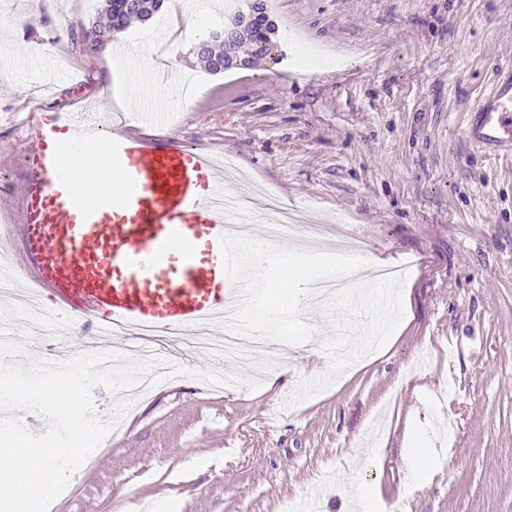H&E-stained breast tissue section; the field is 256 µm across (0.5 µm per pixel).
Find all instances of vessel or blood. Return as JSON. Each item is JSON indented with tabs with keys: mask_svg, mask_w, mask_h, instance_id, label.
I'll list each match as a JSON object with an SVG mask.
<instances>
[{
	"mask_svg": "<svg viewBox=\"0 0 512 512\" xmlns=\"http://www.w3.org/2000/svg\"><path fill=\"white\" fill-rule=\"evenodd\" d=\"M465 136L481 153L512 155V67L469 109ZM78 143L89 147L79 169ZM100 145L121 182L111 199L91 181ZM223 195L197 149L60 116L38 127L25 154L16 229L34 281L57 305L111 328L186 333L243 299L245 256Z\"/></svg>",
	"mask_w": 512,
	"mask_h": 512,
	"instance_id": "b4317fda",
	"label": "vessel or blood"
}]
</instances>
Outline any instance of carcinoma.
Here are the masks:
<instances>
[{
	"mask_svg": "<svg viewBox=\"0 0 512 512\" xmlns=\"http://www.w3.org/2000/svg\"><path fill=\"white\" fill-rule=\"evenodd\" d=\"M163 3L164 0H101L100 14L109 19L112 30L121 31L132 19L142 22L149 20ZM231 30L234 31L233 41L240 48V52L229 58L226 56L224 33ZM85 31L93 38L100 36V29L96 23L89 28L80 24L77 28L70 29L69 40L73 51L80 52L86 46L80 38V34ZM270 31L272 28L268 23L266 0H250L246 9L240 3L234 12L227 14L224 32H217L212 35L211 41L199 44L198 59L205 70L218 74L239 60L245 63L250 57L258 56L254 46L269 41Z\"/></svg>",
	"mask_w": 512,
	"mask_h": 512,
	"instance_id": "carcinoma-1",
	"label": "carcinoma"
}]
</instances>
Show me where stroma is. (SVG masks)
<instances>
[{"label": "stroma", "instance_id": "1", "mask_svg": "<svg viewBox=\"0 0 512 512\" xmlns=\"http://www.w3.org/2000/svg\"><path fill=\"white\" fill-rule=\"evenodd\" d=\"M167 0L149 21L72 51V26L100 0H0V226L17 221L24 154L38 125L100 111L98 95L140 65L123 129L232 159L224 189H274L338 252L398 267L392 293L312 304L294 315L280 359L253 368L204 348L174 362L229 376L179 375L131 406L95 464L77 469L50 512H351L347 484L378 487L373 512H512V159L475 151L465 113L512 65V0H269L278 26L258 63L207 72L183 44L181 79L152 81L155 42L192 19ZM410 318L392 347L340 349L344 325L373 336L398 301ZM7 312L26 359L94 343L99 318L71 312L63 340ZM257 378V389L245 381ZM429 428L416 475L403 460L410 417Z\"/></svg>", "mask_w": 512, "mask_h": 512}]
</instances>
